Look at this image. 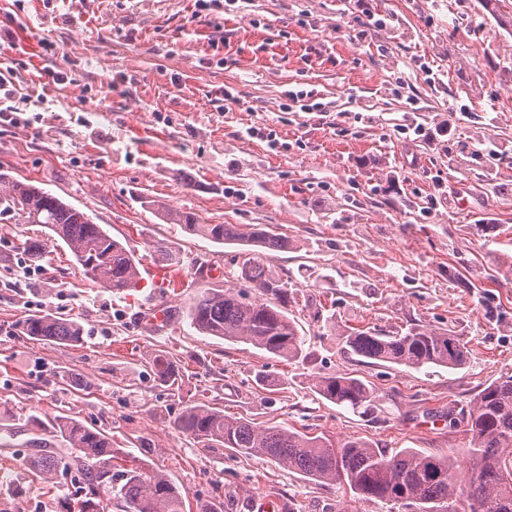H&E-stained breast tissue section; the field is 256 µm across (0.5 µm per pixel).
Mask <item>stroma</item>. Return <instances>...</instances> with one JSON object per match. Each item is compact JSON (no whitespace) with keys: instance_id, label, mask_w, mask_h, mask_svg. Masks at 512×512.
<instances>
[{"instance_id":"35a3bbf8","label":"stroma","mask_w":512,"mask_h":512,"mask_svg":"<svg viewBox=\"0 0 512 512\" xmlns=\"http://www.w3.org/2000/svg\"><path fill=\"white\" fill-rule=\"evenodd\" d=\"M371 4L368 18L356 0H210L203 11L196 0H0V71L15 72L10 104L22 118L0 122V169L86 212L142 277L120 294L94 286L59 245L23 278L20 243L44 229L0 223V512H65L68 479L44 481L24 463L39 443L60 445L28 416L47 423L60 409L189 501L222 496L226 512L419 510L203 447L171 426L186 405L336 446L447 455L467 470L462 413L512 373V112L500 109L512 0ZM292 91L320 111L291 104ZM418 125L439 137L415 135ZM487 139L498 153L483 150ZM188 211L287 236L263 261L297 291L299 360L191 326L194 296L227 287L240 256L171 221ZM160 241L183 257L177 284L154 262ZM157 304L164 319H147ZM37 311L75 317L84 344L19 335ZM413 325L457 336L466 364L415 370L345 345L357 329ZM160 353L181 368L175 388L154 380ZM71 368L90 387L64 381ZM328 374L363 381L372 411L313 393Z\"/></svg>"}]
</instances>
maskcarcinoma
Listing matches in <instances>:
<instances>
[{"instance_id": "obj_1", "label": "carcinoma", "mask_w": 512, "mask_h": 512, "mask_svg": "<svg viewBox=\"0 0 512 512\" xmlns=\"http://www.w3.org/2000/svg\"><path fill=\"white\" fill-rule=\"evenodd\" d=\"M2 220L41 224L48 230L46 237L28 238L20 244L30 262L42 261L51 246L62 242L86 281L116 292L136 287L138 260L86 212L31 181L0 171ZM176 221L215 244L237 246L245 256L233 285L221 291L204 288L194 297L188 309L190 325L206 335L250 344L274 357L300 358L302 338L288 310L296 296L289 292L288 281L262 260L263 251L284 249L288 240L258 224H198L187 214L177 216ZM155 253L164 268L182 267L183 259L166 244H156ZM249 288L258 295L250 296ZM20 330L32 340L69 347L84 341L78 321L50 312L27 315ZM346 345L363 358L414 369H457L468 358L460 339L421 325L392 336L354 331L346 337ZM153 374L164 385L173 386L180 379L165 357L153 360ZM313 391L336 405L358 408L373 402V391L348 376H319ZM52 426L70 451L30 456L26 465L44 478L54 479L61 472L70 476L73 491L68 495L67 512H105L113 499L123 512H184L181 489L134 459L125 463L112 447V437L79 423L63 410L53 417ZM173 428L206 448L264 457L305 477L342 485L356 496L385 504H427V512H434L450 502L463 501L475 487L485 505L483 512H512V375L484 388L468 412L470 468L464 474L457 473L446 456L426 455L413 448L389 451L361 440L333 447L319 436L279 426L262 428L206 404L185 407L174 418Z\"/></svg>"}]
</instances>
